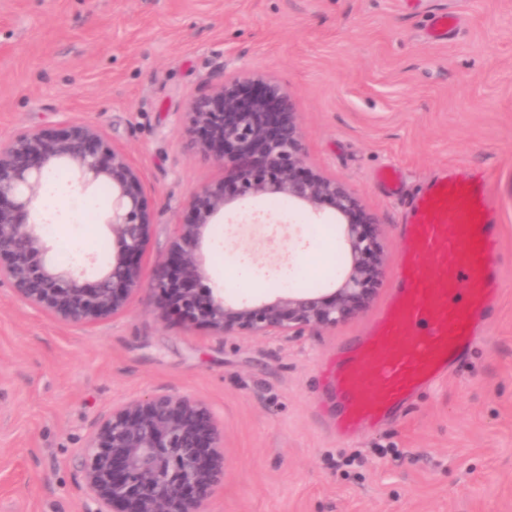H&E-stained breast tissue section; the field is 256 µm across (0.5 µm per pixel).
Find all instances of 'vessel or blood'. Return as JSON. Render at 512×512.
<instances>
[{
  "instance_id": "b4317fda",
  "label": "vessel or blood",
  "mask_w": 512,
  "mask_h": 512,
  "mask_svg": "<svg viewBox=\"0 0 512 512\" xmlns=\"http://www.w3.org/2000/svg\"><path fill=\"white\" fill-rule=\"evenodd\" d=\"M406 210L395 290L335 365L344 440L395 418L443 379L496 309L499 226L484 181L442 174L419 186Z\"/></svg>"
}]
</instances>
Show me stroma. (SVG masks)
Here are the masks:
<instances>
[{
  "label": "stroma",
  "instance_id": "stroma-1",
  "mask_svg": "<svg viewBox=\"0 0 512 512\" xmlns=\"http://www.w3.org/2000/svg\"><path fill=\"white\" fill-rule=\"evenodd\" d=\"M454 14L442 43L425 33ZM262 73L292 96L307 165L344 182L382 228L386 278L368 311L292 337H220L135 299L92 326L58 323L0 284V512H85L78 454L123 400L184 394L224 425L226 477L207 512H512V0H0V141L76 120L138 169L168 252L185 202L222 166L181 135L191 98ZM404 192L453 170L483 175L501 232L494 321L406 417L342 440L329 370L386 302ZM111 195H57L61 263L110 237ZM238 201L203 249L228 298L330 293L345 251L330 208Z\"/></svg>",
  "mask_w": 512,
  "mask_h": 512
}]
</instances>
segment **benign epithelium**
Instances as JSON below:
<instances>
[{"instance_id":"1","label":"benign epithelium","mask_w":512,"mask_h":512,"mask_svg":"<svg viewBox=\"0 0 512 512\" xmlns=\"http://www.w3.org/2000/svg\"><path fill=\"white\" fill-rule=\"evenodd\" d=\"M182 135L200 156L229 167L228 178L201 186L186 203L166 255L145 275L141 257L150 215L139 173L127 152L94 125L68 122L19 134L0 145V283L53 320L90 326L124 314L146 292L160 309L217 336H299L330 329L363 313L386 275L382 230L344 183L304 163V144L287 91L262 74L224 80L193 98ZM65 167L83 190L107 186L112 207L104 224L112 240L97 279L83 263L51 257L40 204L47 176ZM278 199L294 211L330 207L342 232L347 265L330 294L283 288L265 300L230 301L205 288L202 250L207 230L227 207ZM224 427L207 404L182 394L117 403L87 440L78 460L92 512H206L224 483Z\"/></svg>"}]
</instances>
